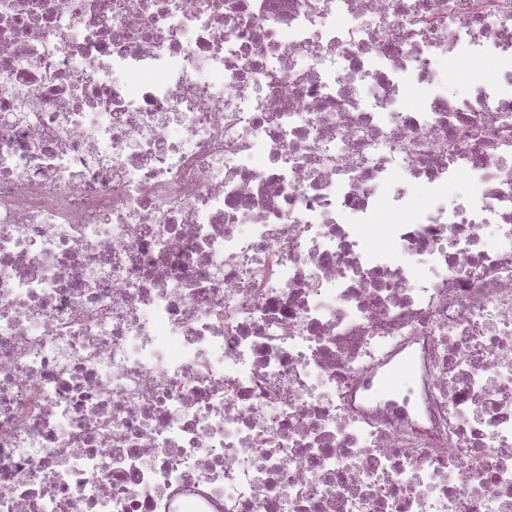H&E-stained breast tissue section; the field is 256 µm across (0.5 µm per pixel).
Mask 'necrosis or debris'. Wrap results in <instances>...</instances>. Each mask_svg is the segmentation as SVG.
<instances>
[{"label":"necrosis or debris","mask_w":512,"mask_h":512,"mask_svg":"<svg viewBox=\"0 0 512 512\" xmlns=\"http://www.w3.org/2000/svg\"><path fill=\"white\" fill-rule=\"evenodd\" d=\"M0 512H512V0H0Z\"/></svg>","instance_id":"1"}]
</instances>
